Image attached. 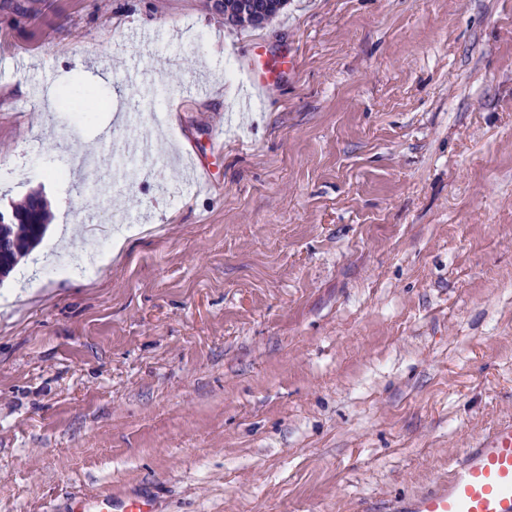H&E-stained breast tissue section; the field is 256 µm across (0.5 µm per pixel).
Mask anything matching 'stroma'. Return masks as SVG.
<instances>
[{
	"label": "stroma",
	"mask_w": 512,
	"mask_h": 512,
	"mask_svg": "<svg viewBox=\"0 0 512 512\" xmlns=\"http://www.w3.org/2000/svg\"><path fill=\"white\" fill-rule=\"evenodd\" d=\"M292 59L239 112L248 67ZM107 109L60 111L61 91ZM142 97L154 166L107 124ZM224 130L215 188L186 166ZM0 512H390L512 420V0H0ZM104 260L81 275L95 255ZM35 196L32 195L24 204L16 206L20 215L17 223L14 209H0V282L7 278L19 262L29 256L42 242L48 229L49 212L47 205L36 209ZM67 512H155L148 497L73 498Z\"/></svg>",
	"instance_id": "35a3bbf8"
}]
</instances>
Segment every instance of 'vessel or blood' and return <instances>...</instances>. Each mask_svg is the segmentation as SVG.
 <instances>
[{
    "mask_svg": "<svg viewBox=\"0 0 512 512\" xmlns=\"http://www.w3.org/2000/svg\"><path fill=\"white\" fill-rule=\"evenodd\" d=\"M118 153L151 161L152 136L118 137ZM67 512H155L152 500L140 496L75 498ZM397 512H512V422L499 423L473 447L448 465L446 480L400 501Z\"/></svg>",
    "mask_w": 512,
    "mask_h": 512,
    "instance_id": "b4317fda",
    "label": "vessel or blood"
}]
</instances>
